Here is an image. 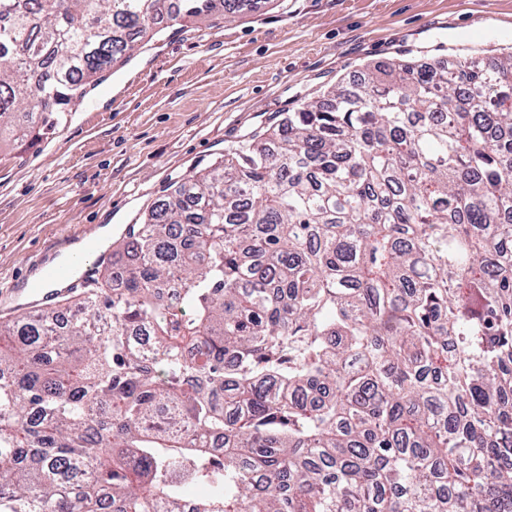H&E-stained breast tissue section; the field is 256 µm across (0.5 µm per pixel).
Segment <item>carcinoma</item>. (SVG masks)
<instances>
[{"instance_id":"obj_1","label":"carcinoma","mask_w":512,"mask_h":512,"mask_svg":"<svg viewBox=\"0 0 512 512\" xmlns=\"http://www.w3.org/2000/svg\"><path fill=\"white\" fill-rule=\"evenodd\" d=\"M245 2L0 0V142ZM511 94L512 54L369 68L0 323V512H512Z\"/></svg>"}]
</instances>
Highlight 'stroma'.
Instances as JSON below:
<instances>
[{"mask_svg":"<svg viewBox=\"0 0 512 512\" xmlns=\"http://www.w3.org/2000/svg\"><path fill=\"white\" fill-rule=\"evenodd\" d=\"M512 47V0H258L139 44L39 143L0 146V322L16 292L105 224L140 223L283 113L400 56Z\"/></svg>","mask_w":512,"mask_h":512,"instance_id":"obj_1","label":"stroma"}]
</instances>
